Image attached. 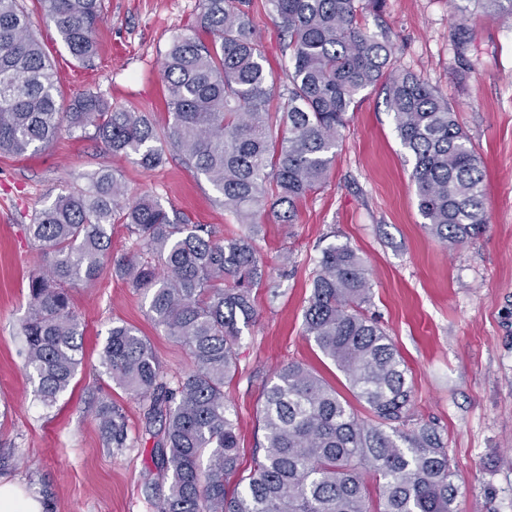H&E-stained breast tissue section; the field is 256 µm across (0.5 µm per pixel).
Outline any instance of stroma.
I'll use <instances>...</instances> for the list:
<instances>
[{
  "label": "stroma",
  "mask_w": 512,
  "mask_h": 512,
  "mask_svg": "<svg viewBox=\"0 0 512 512\" xmlns=\"http://www.w3.org/2000/svg\"><path fill=\"white\" fill-rule=\"evenodd\" d=\"M20 2L57 73L63 103L91 90L166 127L161 62L175 37L198 28L202 0H103L99 55L89 66L62 44L43 0ZM265 2L252 0V24L281 80L288 64L282 24ZM360 23L392 41L393 69L417 75L456 106L484 173L485 228L452 247L429 234L417 210L412 160L384 95L363 92L347 115L326 183L301 205L295 224L265 223L256 241L267 277L253 290L254 320L242 330L237 369L224 387L238 419L240 470L254 464L263 388L281 365H307L359 416L367 414L343 373L303 333L322 252L347 244L372 270L369 316L410 368L414 420L444 439L460 486L456 512H512V20L464 16L452 0H384L381 10L364 8ZM100 169L114 172L129 197L151 192L187 223L211 225L226 238L241 231L205 177L176 156L147 171L101 141L65 130L35 155L0 154V456L8 459L0 481L20 483L48 512H153L145 492L153 442L137 401L105 375L100 355L112 325L123 322L148 339L164 372L187 374L192 362L153 322L143 296L115 276L112 260L132 243L122 225L112 228L111 261L97 282L71 290L84 326L83 357L53 406L35 398L21 354L28 278L45 262L26 226ZM105 399L123 408L136 447L105 446L95 420Z\"/></svg>",
  "instance_id": "stroma-1"
}]
</instances>
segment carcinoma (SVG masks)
<instances>
[{
	"label": "carcinoma",
	"instance_id": "carcinoma-1",
	"mask_svg": "<svg viewBox=\"0 0 512 512\" xmlns=\"http://www.w3.org/2000/svg\"><path fill=\"white\" fill-rule=\"evenodd\" d=\"M204 41L176 37L162 61L172 122L159 130L141 112L95 92L58 103L55 71L20 0H0V153L37 152L62 128L87 133L114 155L152 170L178 155L217 191L244 231L220 239L205 224L170 216L144 195L124 202L114 173L38 211L27 231L46 264L28 279L21 325L28 380L56 403L81 364L83 327L67 286L94 284L114 224L134 238L113 271L148 300L155 323L193 359L168 376L138 329H110L101 364L141 407L153 461L168 490L155 512H455L459 487L438 431L409 427L412 388L396 345L367 314L371 270L346 244L325 248L303 313L305 335L343 373L372 419L364 420L317 372L278 368L261 410L263 454L238 485L239 438L224 384L235 368L241 328L254 317L252 288L265 275L256 248L264 219L291 225L298 204L326 179L340 129L358 96L379 86L395 132L413 160L417 208L430 232L451 245L479 235L483 171L448 98L410 72L391 68L394 46L361 28L357 0H267L288 33V83L279 88L253 32L251 0H204ZM483 13L512 18V0H472ZM69 52L89 63L102 0H46ZM280 99V118L270 112ZM95 417L108 448L134 447L120 406ZM159 429H154L155 424ZM378 477L370 489L363 472Z\"/></svg>",
	"mask_w": 512,
	"mask_h": 512
}]
</instances>
